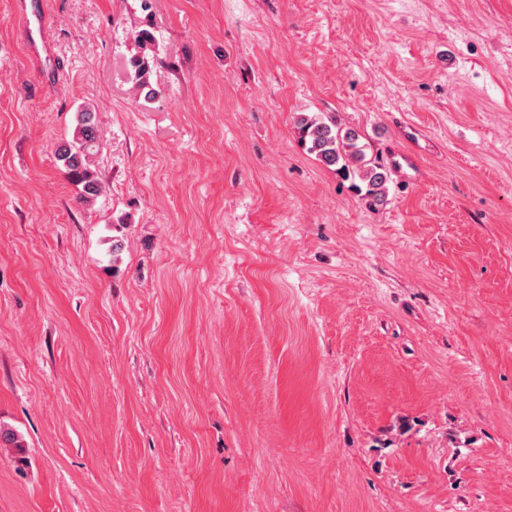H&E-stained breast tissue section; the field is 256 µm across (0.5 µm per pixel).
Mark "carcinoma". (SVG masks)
<instances>
[{
    "label": "carcinoma",
    "mask_w": 512,
    "mask_h": 512,
    "mask_svg": "<svg viewBox=\"0 0 512 512\" xmlns=\"http://www.w3.org/2000/svg\"><path fill=\"white\" fill-rule=\"evenodd\" d=\"M131 71L145 96L150 98L156 89L150 82L153 60L147 54L134 56L129 61ZM76 127L73 140L61 144L57 149L59 161L72 181L83 186V200L96 197L101 190L96 173L90 168L89 157L97 146L96 116L88 110L76 112ZM297 129L307 150L327 167L362 182L365 196L375 202H383L387 194L388 172L379 157L368 153L367 144L360 135L343 129L333 116L319 113L302 114L297 118Z\"/></svg>",
    "instance_id": "cac0c4a2"
}]
</instances>
